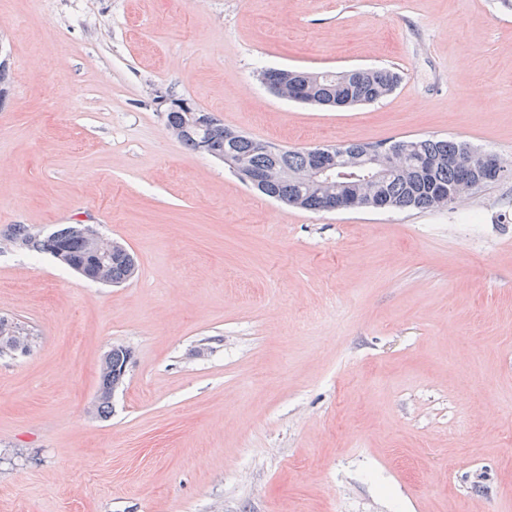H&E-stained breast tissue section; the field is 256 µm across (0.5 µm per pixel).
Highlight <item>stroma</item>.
Segmentation results:
<instances>
[{"instance_id": "1", "label": "stroma", "mask_w": 512, "mask_h": 512, "mask_svg": "<svg viewBox=\"0 0 512 512\" xmlns=\"http://www.w3.org/2000/svg\"><path fill=\"white\" fill-rule=\"evenodd\" d=\"M0 512H512V8L0 0ZM379 67L328 109L268 68ZM288 149L447 138L506 161L433 210L315 212L185 149L162 97ZM90 224L104 285L8 241ZM131 360L90 411L112 347ZM15 336H32L28 328L20 322L9 321L5 318H0V353L2 352H17L26 353L30 350L31 341L29 340L24 344H19Z\"/></svg>"}]
</instances>
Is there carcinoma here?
I'll list each match as a JSON object with an SVG mask.
<instances>
[{
    "label": "carcinoma",
    "mask_w": 512,
    "mask_h": 512,
    "mask_svg": "<svg viewBox=\"0 0 512 512\" xmlns=\"http://www.w3.org/2000/svg\"><path fill=\"white\" fill-rule=\"evenodd\" d=\"M262 79L281 86L288 99L300 98L307 103H319L335 98L350 101L352 105L376 102L390 95L399 85L401 76L388 68H358L349 78L343 73L325 71L305 72L304 83H295L294 71L270 68L261 73ZM202 123L197 129L185 128L189 121L187 112L180 108L166 114L168 129L178 142L193 152L201 151V143L207 139L212 146L223 152L224 163L236 168L238 160L245 158L255 167H264L269 158L257 150L256 140L224 126L212 112L198 113ZM378 144L343 143L345 157L341 163L349 165L357 175L355 180H345L323 186L297 177L308 165V151L289 149L281 158L288 169V179L262 191L267 197L306 210L328 211L339 197L360 203L371 197L386 196L398 209L432 210L443 207L431 194L427 185L416 179V174L426 166L434 180L443 187H450L461 194L469 189L478 167L473 150L464 142L435 139L408 138L387 144L396 156V166L385 176L377 179L367 166ZM36 251L47 253L62 265L88 280L98 279L109 284H120L136 272L137 260L123 245L111 252L103 262H94L85 236L74 224H64L51 234L37 241ZM25 325L0 318V353H26L27 343H18L17 337L29 336ZM130 361V352L114 347L103 357L100 367V384L92 412L106 418L112 411V387L120 380L122 370Z\"/></svg>",
    "instance_id": "1"
}]
</instances>
